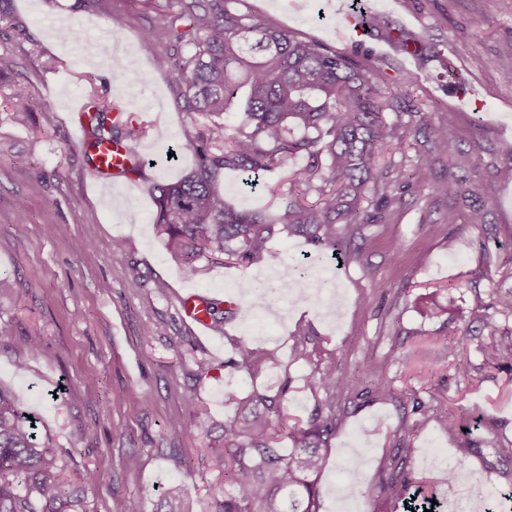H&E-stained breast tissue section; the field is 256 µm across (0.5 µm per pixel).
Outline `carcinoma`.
<instances>
[{
  "mask_svg": "<svg viewBox=\"0 0 512 512\" xmlns=\"http://www.w3.org/2000/svg\"><path fill=\"white\" fill-rule=\"evenodd\" d=\"M243 2L167 0L158 9L157 25L143 37L145 50L184 98L187 111L203 119L184 136L183 148L195 155V168L175 183L151 186L155 231L174 259L192 269L200 261L245 265L266 251L274 224L263 211H241L225 202L218 184L227 169L253 177L254 185L256 177L276 172L289 159L307 158L289 176L278 223L335 259L343 255V230L382 223L386 210L404 195L430 188L450 196L466 193L457 180L437 182L428 155L420 157L412 172L387 181L380 156L403 149L399 130L404 124L386 119L384 112L392 104L380 95L370 70L351 53L262 23L239 8ZM160 45L165 52L156 51ZM15 67L12 55L0 53V86L10 84ZM234 103L242 120L235 134L226 136L224 114ZM91 105L88 148L146 136L145 128L111 118L108 101L94 99ZM9 107L17 121L33 112L31 99L22 93L11 96ZM411 123L440 143L455 138L453 124L435 122L432 112H415ZM323 155L328 158L325 167ZM379 187L382 192L372 208L365 207L367 192ZM309 192L316 201L307 202ZM222 305L220 299L208 302L214 326L232 313ZM495 308L496 315L482 318V329L492 337L500 332L498 318L512 317V286L498 291ZM275 360L273 352L242 346L231 368L251 376L264 362ZM311 382L327 398L306 421L292 425L283 419L285 386L274 396L236 400V416L213 440L210 466L233 487L215 499L214 512H318L312 476L322 470V448L336 431L333 398L348 391L349 384L320 369ZM433 417L448 431L462 434L460 458L480 453V442L468 432L469 418ZM35 424L0 385V512H87L84 498L63 477L58 449L39 438ZM284 438L293 445L286 455L276 447ZM413 452L408 443L389 455V477L376 487L386 507L378 512L414 510L416 479L407 470ZM164 507L166 512H187L180 487L168 490Z\"/></svg>",
  "mask_w": 512,
  "mask_h": 512,
  "instance_id": "obj_1",
  "label": "carcinoma"
}]
</instances>
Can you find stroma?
<instances>
[{"instance_id":"35a3bbf8","label":"stroma","mask_w":512,"mask_h":512,"mask_svg":"<svg viewBox=\"0 0 512 512\" xmlns=\"http://www.w3.org/2000/svg\"><path fill=\"white\" fill-rule=\"evenodd\" d=\"M245 8L267 24L356 51L395 107L453 121L452 143L409 128L404 153L383 160L391 170H410L431 156L440 179L461 180L466 195L430 189L392 205L382 223L347 230L344 259L330 262L338 316L288 298L272 280L267 312L254 320L252 281L317 258L304 238L281 230L265 255L246 266L204 264L192 274L163 249L149 188L193 168L182 143L194 117L142 48L155 10L141 0H101L94 10L81 0H0V53H10L17 65L11 89L0 91V275L12 282L0 292V385L38 418L71 486L81 487L89 471L99 477V491L86 497L87 512H114L127 496L154 512L176 484L192 512H213L224 478L211 469L198 427L230 420V396L272 395L283 386L289 421L306 420L316 403L309 381L317 364L297 357L299 342L327 353L337 377L354 382L336 399L341 414L316 480L319 512H376L368 489L385 475V454L407 440L415 449L409 469L422 495L448 498V471L433 463L432 453L456 457L457 438L432 419L405 438L416 398L440 412L480 417L474 436L481 452L464 466L486 488H511L512 468L497 463L495 446L512 441V356L494 353L478 325L495 298L484 273L512 256V179L499 176L512 166V71L491 65L497 55L512 53V0H356L357 15L384 18V35H337L333 0H245ZM115 12L128 17L118 47L93 48ZM19 25L25 36L17 35ZM66 28L75 30L74 39L61 38ZM407 73L418 78L408 89L400 82ZM131 82L141 90L133 104L125 92ZM463 82L477 91L468 107L456 98ZM13 90L33 103L28 123L10 118ZM92 93L122 105L125 120L147 128L135 144L140 177L109 188L94 179L74 137L78 115L71 110L73 100ZM46 103L54 112H42ZM305 163L288 160L254 188L244 174L228 170L219 185L234 208L274 215L280 205L274 190H287L290 172ZM20 197L28 202L22 224L14 209ZM475 208L483 209L491 233L470 226ZM452 209L454 224L446 221ZM60 224L68 225L67 234H58ZM451 237L452 249L446 246ZM116 238L125 242L118 253ZM89 239L95 242L90 250ZM395 240L401 244L396 252L390 248ZM135 278L141 286L133 290ZM189 293L239 302L240 311L200 331L180 311ZM428 294L445 314L423 317L417 299ZM25 336L39 339L37 353L21 346ZM455 343L470 364L469 377H459L448 356ZM242 345L275 352L277 361L250 377L234 372L230 363ZM394 347L399 356H391ZM365 364L377 368L374 390L388 389L394 400L364 393L358 378ZM191 397L198 402L193 413L186 407ZM352 459L359 462L360 489L347 506L342 494Z\"/></svg>"}]
</instances>
